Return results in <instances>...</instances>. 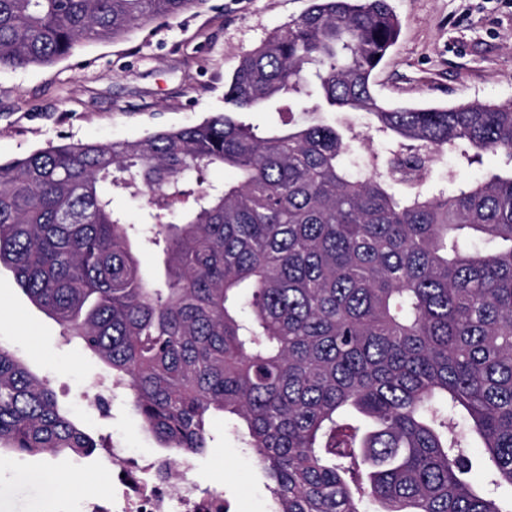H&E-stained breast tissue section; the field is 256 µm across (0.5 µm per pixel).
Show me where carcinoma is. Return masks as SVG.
Wrapping results in <instances>:
<instances>
[{"mask_svg":"<svg viewBox=\"0 0 512 512\" xmlns=\"http://www.w3.org/2000/svg\"><path fill=\"white\" fill-rule=\"evenodd\" d=\"M200 0H0V69L50 65ZM388 0H309L240 58L224 112L0 163V264L105 362L164 448L235 416L275 512H512V100L391 108L371 76ZM303 107L265 129L247 112ZM324 112L372 116L357 135ZM502 163L474 181L434 155ZM217 167L231 183L208 182ZM116 194L149 196L147 277ZM93 440L0 345V452ZM499 157L496 154L488 153L483 157L482 165H474L472 167H457L453 155L448 154L437 164L433 174V182H445L448 179V169H454L457 178L461 180H471L480 175L483 169L497 165ZM137 253L146 274L156 277L164 275L162 255L153 245L146 241L140 242L137 245Z\"/></svg>","mask_w":512,"mask_h":512,"instance_id":"cac0c4a2","label":"carcinoma"}]
</instances>
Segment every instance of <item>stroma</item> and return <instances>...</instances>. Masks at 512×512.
I'll return each instance as SVG.
<instances>
[{
  "mask_svg": "<svg viewBox=\"0 0 512 512\" xmlns=\"http://www.w3.org/2000/svg\"><path fill=\"white\" fill-rule=\"evenodd\" d=\"M309 0H201L117 39L94 40L49 66L0 71V160L58 141L139 139L202 122L224 109L241 55L297 18ZM399 35L374 70L372 89L391 107H452L512 99V0H390ZM0 343L47 381L58 405L97 443L88 455H8L0 460V512H66L70 501L112 493V444L139 459L168 451L124 394L101 415L87 383L105 366L64 335L0 265ZM190 479L219 490L230 512H274V498L242 435L215 421ZM66 479L62 490L52 481Z\"/></svg>",
  "mask_w": 512,
  "mask_h": 512,
  "instance_id": "1",
  "label": "stroma"
}]
</instances>
